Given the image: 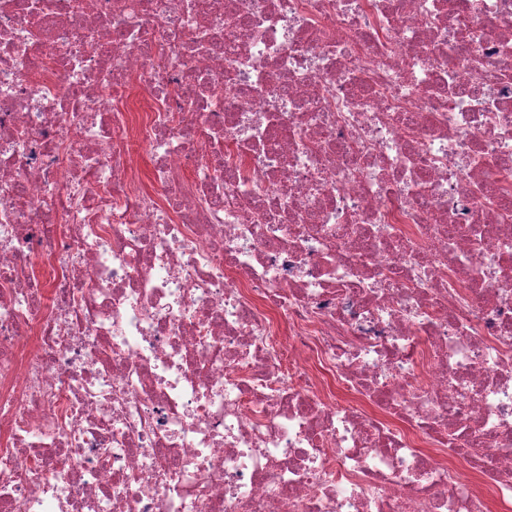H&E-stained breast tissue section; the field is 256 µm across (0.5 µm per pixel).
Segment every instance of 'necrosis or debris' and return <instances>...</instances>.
Listing matches in <instances>:
<instances>
[{"label": "necrosis or debris", "mask_w": 512, "mask_h": 512, "mask_svg": "<svg viewBox=\"0 0 512 512\" xmlns=\"http://www.w3.org/2000/svg\"><path fill=\"white\" fill-rule=\"evenodd\" d=\"M488 489L512 0H0V512Z\"/></svg>", "instance_id": "obj_1"}]
</instances>
